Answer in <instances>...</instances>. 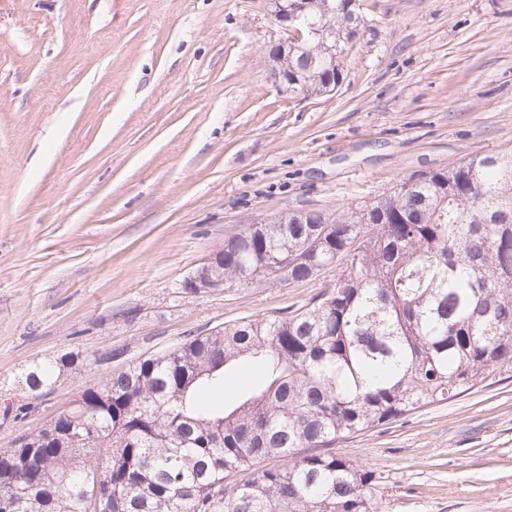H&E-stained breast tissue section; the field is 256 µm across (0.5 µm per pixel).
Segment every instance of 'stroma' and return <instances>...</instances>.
<instances>
[{
  "label": "stroma",
  "mask_w": 512,
  "mask_h": 512,
  "mask_svg": "<svg viewBox=\"0 0 512 512\" xmlns=\"http://www.w3.org/2000/svg\"><path fill=\"white\" fill-rule=\"evenodd\" d=\"M335 91L282 94L269 0H0V448L94 376L33 365L286 315L335 282L192 294L225 238L339 214L400 180L512 149V0H359ZM382 512H512V378L347 440ZM73 351L62 353L53 362L46 365H35L25 374V383L32 392L52 389L57 382L56 373L69 369L68 362L74 358Z\"/></svg>",
  "instance_id": "1"
}]
</instances>
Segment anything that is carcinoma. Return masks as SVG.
<instances>
[{"label":"carcinoma","mask_w":512,"mask_h":512,"mask_svg":"<svg viewBox=\"0 0 512 512\" xmlns=\"http://www.w3.org/2000/svg\"><path fill=\"white\" fill-rule=\"evenodd\" d=\"M305 33L340 30L308 0ZM328 70L309 67L305 96ZM405 197L249 224L224 247V283L288 282L341 266L287 316L191 335L85 383L69 406L0 449V512H379L373 474L336 447L512 374V151L417 174ZM65 352L25 374L52 389ZM261 371L231 405L200 397ZM261 460L278 465L255 468ZM239 476L232 486L224 484Z\"/></svg>","instance_id":"1"}]
</instances>
